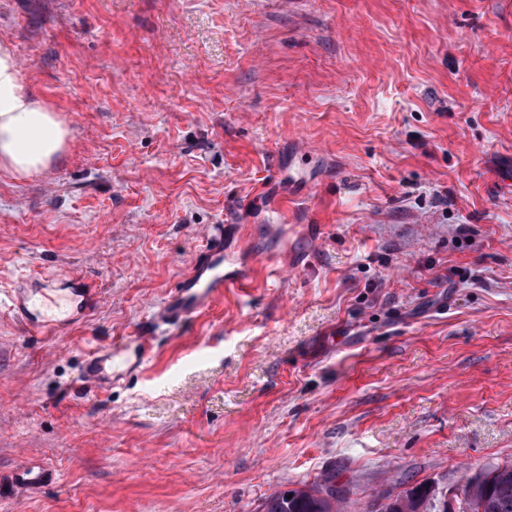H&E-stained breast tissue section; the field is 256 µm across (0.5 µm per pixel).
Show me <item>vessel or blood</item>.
I'll return each mask as SVG.
<instances>
[{"label": "vessel or blood", "mask_w": 512, "mask_h": 512, "mask_svg": "<svg viewBox=\"0 0 512 512\" xmlns=\"http://www.w3.org/2000/svg\"><path fill=\"white\" fill-rule=\"evenodd\" d=\"M256 273L254 262L243 255L241 245L231 244L223 234L208 236L190 270L171 288L159 310L151 317L152 327H178L207 313L224 294L250 286ZM72 297L64 314L55 319L42 315L46 292L54 282L45 277L30 283H17L8 295V308L25 330L41 335L75 324L91 315L101 302L102 291L81 275L71 278ZM145 340L122 338L107 347L90 351L81 365L82 376L95 388L110 389L119 368H137L148 359ZM52 480L51 471L35 462L21 465L15 481L37 490Z\"/></svg>", "instance_id": "obj_1"}]
</instances>
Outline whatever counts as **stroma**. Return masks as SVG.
Masks as SVG:
<instances>
[{
	"label": "stroma",
	"mask_w": 512,
	"mask_h": 512,
	"mask_svg": "<svg viewBox=\"0 0 512 512\" xmlns=\"http://www.w3.org/2000/svg\"><path fill=\"white\" fill-rule=\"evenodd\" d=\"M0 42L72 130L0 172V290H102L47 340L0 307V512H260L331 470L368 512L512 462V0H0ZM219 224L250 288L82 388ZM32 456L56 483L9 486ZM148 351L147 342L141 338L112 340L107 347L87 354L81 365L82 376L95 388L108 390L121 374L113 368H138L147 361Z\"/></svg>",
	"instance_id": "stroma-1"
}]
</instances>
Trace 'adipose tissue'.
I'll use <instances>...</instances> for the list:
<instances>
[{
  "label": "adipose tissue",
  "instance_id": "obj_1",
  "mask_svg": "<svg viewBox=\"0 0 512 512\" xmlns=\"http://www.w3.org/2000/svg\"><path fill=\"white\" fill-rule=\"evenodd\" d=\"M71 131L20 77L9 44L0 45V169L23 179L63 156Z\"/></svg>",
  "mask_w": 512,
  "mask_h": 512
}]
</instances>
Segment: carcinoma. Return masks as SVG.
<instances>
[{"mask_svg": "<svg viewBox=\"0 0 512 512\" xmlns=\"http://www.w3.org/2000/svg\"><path fill=\"white\" fill-rule=\"evenodd\" d=\"M459 512H512V462L498 464L471 475L462 489ZM344 491L336 480L323 476L311 486L277 491L262 505V512H337ZM378 512H448V501L431 488L418 485L395 497H388Z\"/></svg>", "mask_w": 512, "mask_h": 512, "instance_id": "cac0c4a2", "label": "carcinoma"}]
</instances>
